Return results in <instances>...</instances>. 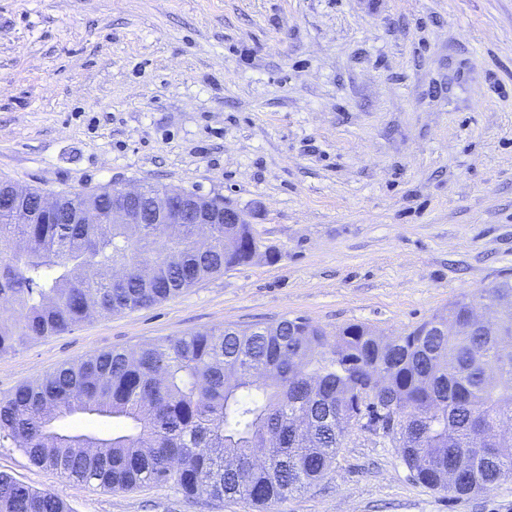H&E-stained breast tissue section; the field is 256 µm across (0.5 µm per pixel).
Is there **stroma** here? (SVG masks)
<instances>
[{
	"label": "stroma",
	"mask_w": 512,
	"mask_h": 512,
	"mask_svg": "<svg viewBox=\"0 0 512 512\" xmlns=\"http://www.w3.org/2000/svg\"><path fill=\"white\" fill-rule=\"evenodd\" d=\"M220 197L259 252L171 299L0 355V398L88 355L302 317L399 335L512 277V0H0V180ZM71 512H512L359 430L268 507L104 491L0 447Z\"/></svg>",
	"instance_id": "1"
}]
</instances>
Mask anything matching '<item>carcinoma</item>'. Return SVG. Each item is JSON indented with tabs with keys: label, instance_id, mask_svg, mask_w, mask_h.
<instances>
[{
	"label": "carcinoma",
	"instance_id": "carcinoma-1",
	"mask_svg": "<svg viewBox=\"0 0 512 512\" xmlns=\"http://www.w3.org/2000/svg\"><path fill=\"white\" fill-rule=\"evenodd\" d=\"M39 193L14 196L26 223L0 217V354L15 352L92 316L135 310L247 264L250 224H81L88 205L112 204L102 190L64 192L51 213ZM239 247L224 252V231ZM508 302L496 330L467 336L448 326L473 304ZM512 281L463 295L407 333L383 336L364 324L328 334L302 318L264 327L196 331L64 364L0 399V447L36 466L103 490L173 484L187 495L281 502L320 481L357 416L393 423L404 461L423 485L450 494L486 491L512 478ZM389 371V388L370 385ZM79 414L121 424L105 437L60 432ZM461 480L448 485V467ZM0 512H69L50 491L0 474Z\"/></svg>",
	"mask_w": 512,
	"mask_h": 512
}]
</instances>
